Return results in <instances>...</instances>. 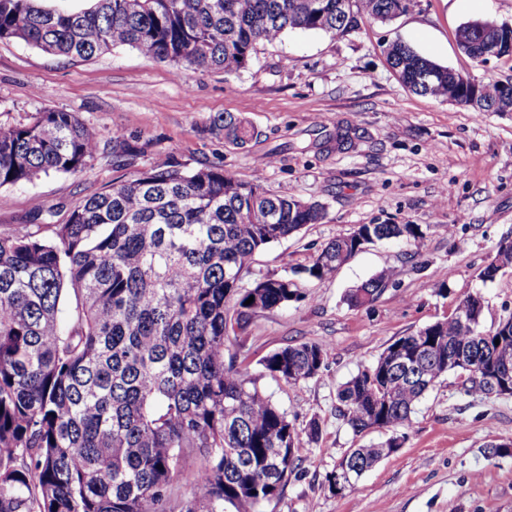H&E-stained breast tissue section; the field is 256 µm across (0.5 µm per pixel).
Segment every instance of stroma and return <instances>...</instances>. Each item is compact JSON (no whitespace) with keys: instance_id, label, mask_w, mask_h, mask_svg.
I'll return each mask as SVG.
<instances>
[{"instance_id":"35a3bbf8","label":"stroma","mask_w":512,"mask_h":512,"mask_svg":"<svg viewBox=\"0 0 512 512\" xmlns=\"http://www.w3.org/2000/svg\"><path fill=\"white\" fill-rule=\"evenodd\" d=\"M512 22V0H417L389 22L366 21L347 36L293 31L261 43L245 69L175 73L128 46L91 59L52 56L21 40L0 41V127L32 123L55 107L76 113L99 135L92 168L43 175L0 188V232L37 213L65 221L80 200L120 177L112 138L139 152L129 171L176 163L212 164L243 180L261 177L279 196L323 206L321 223L269 246L253 276L285 275L327 242L362 224H418L421 245L378 241L328 280L299 279L300 301L255 313L231 345L242 367L299 430L318 421L321 437L301 452L282 496L260 512H512V397L468 396L442 378L417 406L407 440L342 495L327 476L351 449L384 441L354 434L336 411V393L395 339L450 316L466 295L485 301L482 326L512 314V270L491 281L480 272L498 243L512 238V112L475 115L405 88L386 59L401 40L477 82L512 79V58L479 63L458 46L475 20ZM246 118L261 136L248 149L225 142L214 117ZM390 279L368 306L343 301L349 288L382 270ZM312 342L329 357L313 379L288 385L261 373V360L285 344Z\"/></svg>"}]
</instances>
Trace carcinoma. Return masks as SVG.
<instances>
[{
	"label": "carcinoma",
	"instance_id": "obj_1",
	"mask_svg": "<svg viewBox=\"0 0 512 512\" xmlns=\"http://www.w3.org/2000/svg\"><path fill=\"white\" fill-rule=\"evenodd\" d=\"M415 0H95L68 14L40 0H0V41L21 39L45 53L90 58L117 45L176 68L236 73L263 41L288 30L333 35L386 22ZM461 50L484 62L512 57V27L474 21L457 32ZM411 92L478 114L512 110V80L462 83L456 71L403 42L386 48ZM224 139L246 149L257 138L245 119H214ZM98 133L72 112L45 107L26 125L0 127V187L92 166ZM316 202L269 193L261 178L215 165L175 164L119 180L71 209L62 224L0 233V512H173L174 484L190 495L179 512H257L277 499L300 461L301 432L229 353L251 316L301 298L288 277L250 286L255 257L270 244L318 224ZM418 224H361L294 271L326 280L360 252L361 240L417 241ZM512 268L503 239L480 273ZM387 275L351 289L352 307L373 302ZM254 301L246 303L249 297ZM483 297L400 336L337 392L355 434L392 432L355 448L345 462L357 481L401 448L416 404L454 374L469 396L488 394L473 368H495L512 350V327H481ZM328 358L311 342L287 344L261 362L297 384Z\"/></svg>",
	"mask_w": 512,
	"mask_h": 512
}]
</instances>
